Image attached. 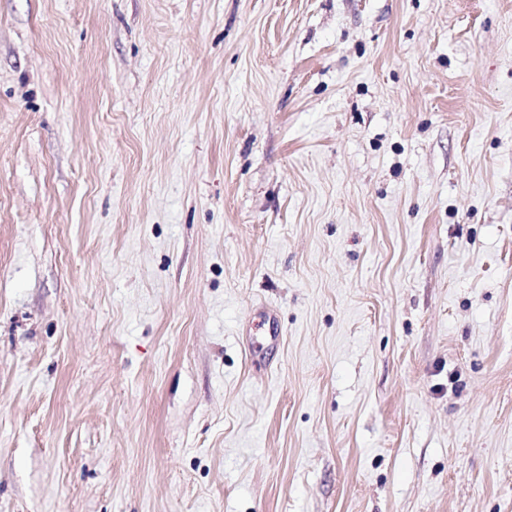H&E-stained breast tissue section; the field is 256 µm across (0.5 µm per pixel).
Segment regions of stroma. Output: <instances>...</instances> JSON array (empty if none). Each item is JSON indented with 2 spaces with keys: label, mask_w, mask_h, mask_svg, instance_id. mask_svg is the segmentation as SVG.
Instances as JSON below:
<instances>
[{
  "label": "stroma",
  "mask_w": 512,
  "mask_h": 512,
  "mask_svg": "<svg viewBox=\"0 0 512 512\" xmlns=\"http://www.w3.org/2000/svg\"><path fill=\"white\" fill-rule=\"evenodd\" d=\"M0 512H512V0H0Z\"/></svg>",
  "instance_id": "stroma-1"
}]
</instances>
